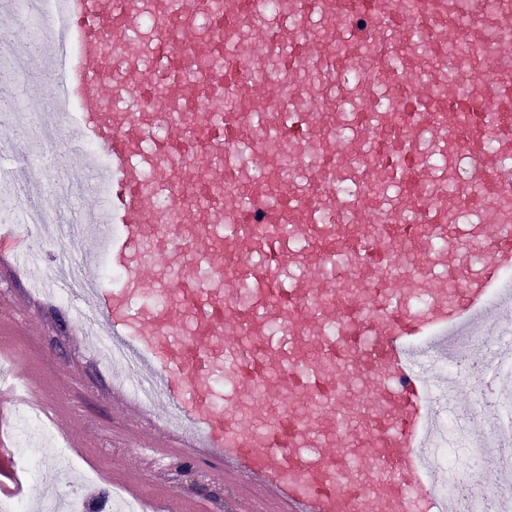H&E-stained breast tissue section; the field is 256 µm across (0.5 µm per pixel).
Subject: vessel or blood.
Returning a JSON list of instances; mask_svg holds the SVG:
<instances>
[{"label": "vessel or blood", "instance_id": "obj_1", "mask_svg": "<svg viewBox=\"0 0 512 512\" xmlns=\"http://www.w3.org/2000/svg\"><path fill=\"white\" fill-rule=\"evenodd\" d=\"M22 24L0 0V162L31 207L0 223V268L75 285L114 371L154 393L150 427L175 416L288 512H458L433 464L445 410L482 444L468 481L512 512V433L445 369L458 336L512 359V0H61L39 37L12 41Z\"/></svg>", "mask_w": 512, "mask_h": 512}]
</instances>
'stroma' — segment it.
Masks as SVG:
<instances>
[{"mask_svg": "<svg viewBox=\"0 0 512 512\" xmlns=\"http://www.w3.org/2000/svg\"><path fill=\"white\" fill-rule=\"evenodd\" d=\"M86 342L67 308L33 306L26 278L0 274V350L12 353L17 381L28 386L33 407H44L56 440L71 445L69 463L57 470L56 489L84 484L88 512H98L105 486L161 507L173 501L183 512H220L218 502L229 494L241 512H253L260 492L172 447L169 435L136 428L131 407L112 397L108 371L86 355ZM55 442L35 447L34 459L57 454ZM146 442L166 453L165 470H151L149 458L139 455Z\"/></svg>", "mask_w": 512, "mask_h": 512, "instance_id": "stroma-1", "label": "stroma"}]
</instances>
